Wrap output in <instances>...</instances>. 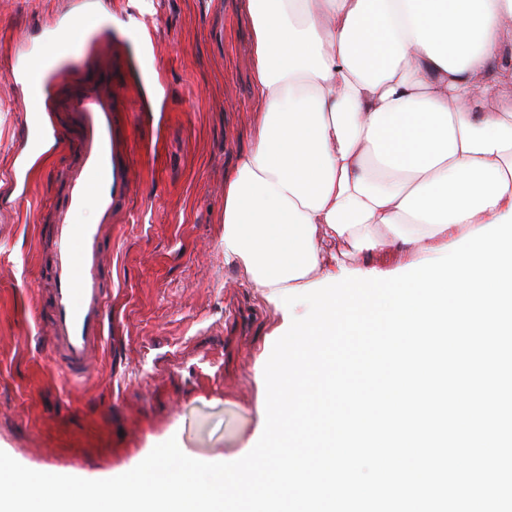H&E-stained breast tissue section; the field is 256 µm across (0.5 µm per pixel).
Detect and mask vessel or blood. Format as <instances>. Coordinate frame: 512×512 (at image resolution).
<instances>
[{
    "instance_id": "vessel-or-blood-1",
    "label": "vessel or blood",
    "mask_w": 512,
    "mask_h": 512,
    "mask_svg": "<svg viewBox=\"0 0 512 512\" xmlns=\"http://www.w3.org/2000/svg\"><path fill=\"white\" fill-rule=\"evenodd\" d=\"M68 30L95 27L90 0H71ZM47 35L25 56H12L10 79L27 84V140L17 155L14 177L27 174L30 158L44 149L64 151L69 165L62 172V196L53 206L52 247L47 274L49 332L43 342L67 381L87 380L93 359L110 332L112 300V226L121 211L139 197L137 146L128 130L138 127L139 107L115 82L111 56H101L91 76L70 84L61 72L44 67L47 58L73 51L58 24H45ZM93 206L98 220L76 223V215Z\"/></svg>"
}]
</instances>
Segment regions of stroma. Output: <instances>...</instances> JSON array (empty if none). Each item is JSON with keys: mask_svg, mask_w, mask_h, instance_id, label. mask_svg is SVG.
<instances>
[{"mask_svg": "<svg viewBox=\"0 0 512 512\" xmlns=\"http://www.w3.org/2000/svg\"><path fill=\"white\" fill-rule=\"evenodd\" d=\"M64 0H0V178L23 135L25 90L4 73L16 43ZM241 0H97L112 16L156 19L162 75L103 30L97 46L144 101L135 136L149 189L112 227V340L82 386L64 384L40 342L54 197L66 163L46 154L25 195L0 200V451L23 466L90 480L131 470L176 439L219 462L256 426V373L274 312L224 265V179L250 146L251 27Z\"/></svg>", "mask_w": 512, "mask_h": 512, "instance_id": "1", "label": "stroma"}]
</instances>
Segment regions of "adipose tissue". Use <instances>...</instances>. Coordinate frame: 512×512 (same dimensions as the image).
<instances>
[{"label":"adipose tissue","mask_w":512,"mask_h":512,"mask_svg":"<svg viewBox=\"0 0 512 512\" xmlns=\"http://www.w3.org/2000/svg\"><path fill=\"white\" fill-rule=\"evenodd\" d=\"M256 115L225 266L261 295L324 246L418 261L512 209V0H245Z\"/></svg>","instance_id":"1"}]
</instances>
